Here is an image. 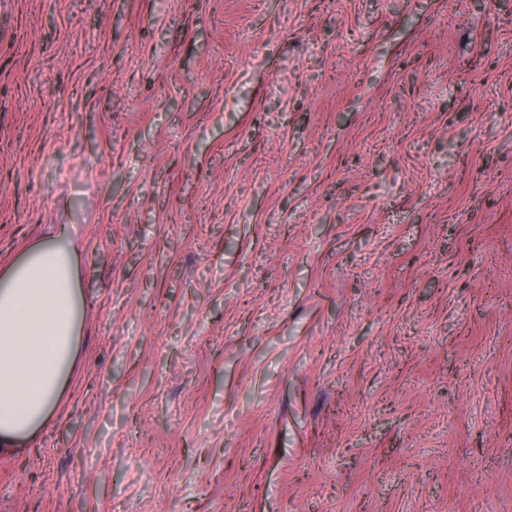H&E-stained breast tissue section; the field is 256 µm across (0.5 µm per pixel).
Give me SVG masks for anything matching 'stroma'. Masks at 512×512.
Segmentation results:
<instances>
[{"label": "stroma", "mask_w": 512, "mask_h": 512, "mask_svg": "<svg viewBox=\"0 0 512 512\" xmlns=\"http://www.w3.org/2000/svg\"><path fill=\"white\" fill-rule=\"evenodd\" d=\"M62 228L0 512H512V0H0V267Z\"/></svg>", "instance_id": "stroma-1"}]
</instances>
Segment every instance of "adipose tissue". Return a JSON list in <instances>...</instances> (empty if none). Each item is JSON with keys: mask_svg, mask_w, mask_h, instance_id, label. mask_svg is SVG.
<instances>
[{"mask_svg": "<svg viewBox=\"0 0 512 512\" xmlns=\"http://www.w3.org/2000/svg\"><path fill=\"white\" fill-rule=\"evenodd\" d=\"M77 257L63 230L0 271V449L47 423L75 368L85 310Z\"/></svg>", "mask_w": 512, "mask_h": 512, "instance_id": "adipose-tissue-1", "label": "adipose tissue"}]
</instances>
